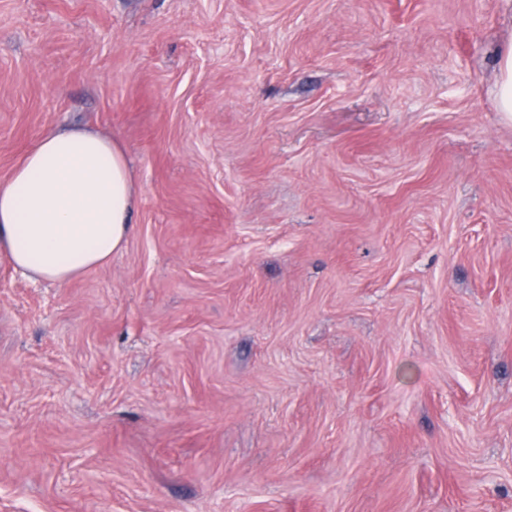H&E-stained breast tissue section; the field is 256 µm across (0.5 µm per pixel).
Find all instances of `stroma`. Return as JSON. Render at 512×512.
<instances>
[{"label":"stroma","instance_id":"1","mask_svg":"<svg viewBox=\"0 0 512 512\" xmlns=\"http://www.w3.org/2000/svg\"><path fill=\"white\" fill-rule=\"evenodd\" d=\"M512 0H0V181L119 142L106 266L0 258V512H512ZM496 108L503 119L512 123V42L499 52Z\"/></svg>","mask_w":512,"mask_h":512}]
</instances>
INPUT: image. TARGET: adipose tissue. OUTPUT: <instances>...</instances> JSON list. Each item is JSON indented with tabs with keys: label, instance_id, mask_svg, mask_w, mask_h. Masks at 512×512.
Returning a JSON list of instances; mask_svg holds the SVG:
<instances>
[{
	"label": "adipose tissue",
	"instance_id": "1",
	"mask_svg": "<svg viewBox=\"0 0 512 512\" xmlns=\"http://www.w3.org/2000/svg\"><path fill=\"white\" fill-rule=\"evenodd\" d=\"M135 205L117 143L88 129L48 132L0 182V255L29 280L65 284L109 263Z\"/></svg>",
	"mask_w": 512,
	"mask_h": 512
}]
</instances>
